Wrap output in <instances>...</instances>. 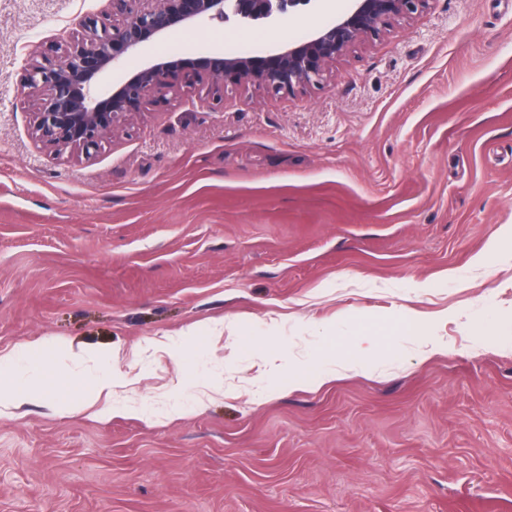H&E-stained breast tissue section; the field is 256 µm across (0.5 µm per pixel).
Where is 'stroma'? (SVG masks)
<instances>
[{
  "label": "stroma",
  "mask_w": 512,
  "mask_h": 512,
  "mask_svg": "<svg viewBox=\"0 0 512 512\" xmlns=\"http://www.w3.org/2000/svg\"><path fill=\"white\" fill-rule=\"evenodd\" d=\"M110 10L0 0V367L112 383L0 414V512H512V0H429L307 93L184 89L57 155L25 62ZM324 18L160 45L267 51ZM406 307L441 349L343 371ZM60 385L67 393L79 396L80 408L87 409L94 406L105 394L110 395L112 386L105 383L87 384L79 379L64 377Z\"/></svg>",
  "instance_id": "obj_1"
}]
</instances>
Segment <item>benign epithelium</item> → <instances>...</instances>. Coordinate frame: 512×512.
I'll use <instances>...</instances> for the list:
<instances>
[{"mask_svg":"<svg viewBox=\"0 0 512 512\" xmlns=\"http://www.w3.org/2000/svg\"><path fill=\"white\" fill-rule=\"evenodd\" d=\"M107 20L82 19V36L54 45L58 60L33 59L25 69L32 90L33 129L44 147L79 157L149 105L181 89L206 90L219 103L224 90L305 93L323 84L332 65L416 14L428 0H350L305 40L268 53H208L192 61L137 63L153 40L205 20L264 21L274 26L290 9L326 0H110ZM127 70L116 84L103 81Z\"/></svg>","mask_w":512,"mask_h":512,"instance_id":"1","label":"benign epithelium"}]
</instances>
